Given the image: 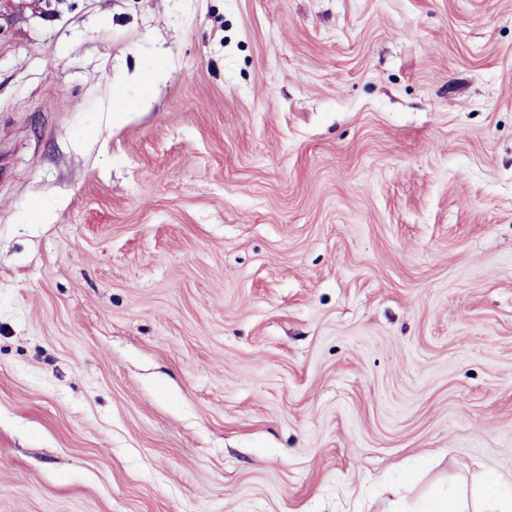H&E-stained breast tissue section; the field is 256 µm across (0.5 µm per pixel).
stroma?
<instances>
[{"mask_svg": "<svg viewBox=\"0 0 512 512\" xmlns=\"http://www.w3.org/2000/svg\"><path fill=\"white\" fill-rule=\"evenodd\" d=\"M487 472L512 0H0V512H427Z\"/></svg>", "mask_w": 512, "mask_h": 512, "instance_id": "obj_1", "label": "stroma"}]
</instances>
